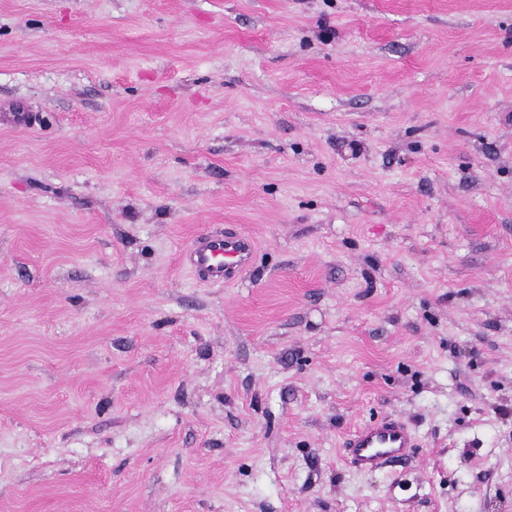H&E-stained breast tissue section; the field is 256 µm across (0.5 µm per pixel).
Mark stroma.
Returning <instances> with one entry per match:
<instances>
[{
  "mask_svg": "<svg viewBox=\"0 0 512 512\" xmlns=\"http://www.w3.org/2000/svg\"><path fill=\"white\" fill-rule=\"evenodd\" d=\"M0 107V512H512V0H0ZM255 253L252 236L227 229L224 233L194 235L179 259L202 282L229 285L240 280ZM344 448L358 471L373 473L393 460L406 457L409 448H416V438L405 423L387 416L352 432Z\"/></svg>",
  "mask_w": 512,
  "mask_h": 512,
  "instance_id": "35a3bbf8",
  "label": "stroma"
}]
</instances>
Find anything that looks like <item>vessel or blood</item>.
Instances as JSON below:
<instances>
[{
  "label": "vessel or blood",
  "mask_w": 512,
  "mask_h": 512,
  "mask_svg": "<svg viewBox=\"0 0 512 512\" xmlns=\"http://www.w3.org/2000/svg\"><path fill=\"white\" fill-rule=\"evenodd\" d=\"M255 253L252 236L227 230L194 235L179 259L202 282L229 285L240 280L252 265ZM415 445L411 429L392 416L355 430L344 443L352 464L363 473L376 472L389 462L406 457Z\"/></svg>",
  "instance_id": "1"
}]
</instances>
